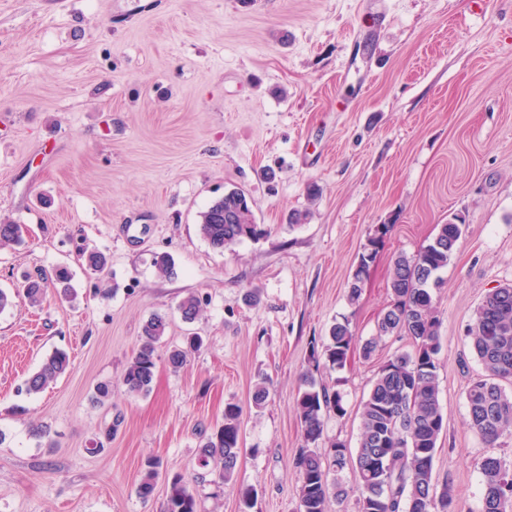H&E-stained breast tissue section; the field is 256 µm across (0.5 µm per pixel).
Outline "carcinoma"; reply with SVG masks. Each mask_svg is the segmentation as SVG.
<instances>
[{
	"instance_id": "1",
	"label": "carcinoma",
	"mask_w": 512,
	"mask_h": 512,
	"mask_svg": "<svg viewBox=\"0 0 512 512\" xmlns=\"http://www.w3.org/2000/svg\"><path fill=\"white\" fill-rule=\"evenodd\" d=\"M200 235L212 249L222 251L245 238L263 233L255 224L245 193L232 190L215 200L199 215ZM388 226L368 240L356 268L347 282V296L358 301L364 276L382 246ZM463 225L440 224L432 240L417 253L397 255L390 279V302L378 321L377 337L363 344V355L371 356L379 339L406 336L412 350L394 353L378 370L360 408V437L355 451L339 456L345 444L335 441L321 451L325 419L345 415L340 391L316 385L305 378L295 399L303 428L305 448L294 459L299 512H328V502L346 497L342 473L350 469L360 491L359 512H457L451 486L438 485L434 476L437 442L444 430L445 414L439 399L438 355L441 349L440 320L435 314L433 290L440 285L438 272L448 266L462 237ZM19 224H0V246L19 242ZM54 281L67 300L76 297L71 274L66 268L55 271ZM182 318L194 321L200 312L198 299L190 295L178 305ZM166 319L152 316L143 327L142 344L128 363L123 384L128 393L149 392L156 369L155 343L164 336ZM472 349L484 373L469 381L466 388L470 427L492 447L506 432H512V284L488 291L475 311L468 330ZM355 342L348 319L329 329L321 358L332 367L344 366ZM201 338L191 336L187 347L170 351L167 362L178 370L188 356L199 350ZM70 359L66 351L55 349L24 382V392L43 391L64 374ZM241 409L228 403L224 423L208 434L200 445L199 462L204 469L218 472L223 482L232 481L241 454ZM159 462L146 460L137 488L149 497L158 477ZM482 478L481 512H512V471L493 454L478 461ZM166 512H199L198 500L190 482L175 476L168 482Z\"/></svg>"
}]
</instances>
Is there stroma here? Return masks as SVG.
<instances>
[{"label":"stroma","instance_id":"stroma-1","mask_svg":"<svg viewBox=\"0 0 512 512\" xmlns=\"http://www.w3.org/2000/svg\"><path fill=\"white\" fill-rule=\"evenodd\" d=\"M233 188L263 233L220 252L199 215ZM0 220L24 237L0 247L14 301L0 312V512H165L177 474L200 512H239L244 488L252 512H297L294 401L313 350L349 319L344 367L313 372L346 409L324 442L356 448L380 366L411 347H360L392 261L448 222L463 235L434 292L446 414L434 474L458 512H480L476 461L490 449L468 425L482 366L466 331L486 293L512 284V0H0ZM383 224L349 304L348 277ZM92 250L104 274L87 269ZM60 266L76 301L49 284L31 305L25 275ZM191 294L201 313L188 323L178 305ZM155 313L168 327L154 379L132 396L122 375ZM194 332L202 349L172 370L169 350ZM57 348L69 370L23 394ZM228 403L242 409V452L222 484L199 446ZM490 451L512 468V434ZM149 458L161 475L144 499Z\"/></svg>","mask_w":512,"mask_h":512}]
</instances>
